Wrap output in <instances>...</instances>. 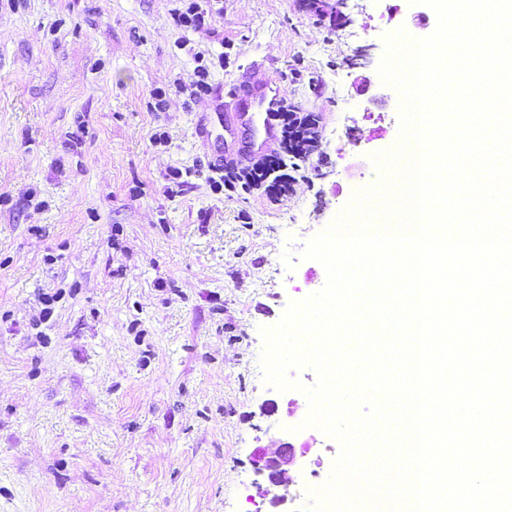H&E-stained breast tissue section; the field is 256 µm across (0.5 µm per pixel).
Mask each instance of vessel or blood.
<instances>
[{
    "label": "vessel or blood",
    "mask_w": 512,
    "mask_h": 512,
    "mask_svg": "<svg viewBox=\"0 0 512 512\" xmlns=\"http://www.w3.org/2000/svg\"><path fill=\"white\" fill-rule=\"evenodd\" d=\"M266 62H253L229 87L211 94L212 111L202 113L198 135L217 146V166H241L273 152L281 139L276 112L284 92L266 77Z\"/></svg>",
    "instance_id": "vessel-or-blood-1"
}]
</instances>
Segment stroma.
I'll use <instances>...</instances> for the list:
<instances>
[{"mask_svg": "<svg viewBox=\"0 0 512 512\" xmlns=\"http://www.w3.org/2000/svg\"><path fill=\"white\" fill-rule=\"evenodd\" d=\"M0 0V512H273L280 439L303 476L340 441L297 387L266 383L262 328L323 289L309 242L373 189L402 139L386 39L433 33L423 0ZM367 50L358 58V50ZM266 59L320 119L287 197L215 190L196 134L220 85ZM161 93L162 110L150 109ZM289 464L296 465L295 447L288 441H280L264 466L268 471L269 485L285 489L288 487L292 482V477L288 473Z\"/></svg>", "mask_w": 512, "mask_h": 512, "instance_id": "35a3bbf8", "label": "stroma"}]
</instances>
